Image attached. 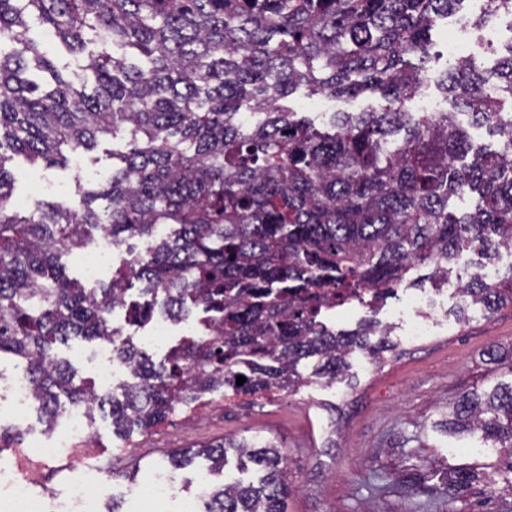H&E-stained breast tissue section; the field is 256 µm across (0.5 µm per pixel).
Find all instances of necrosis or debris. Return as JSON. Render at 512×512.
I'll return each instance as SVG.
<instances>
[{
	"instance_id": "necrosis-or-debris-1",
	"label": "necrosis or debris",
	"mask_w": 512,
	"mask_h": 512,
	"mask_svg": "<svg viewBox=\"0 0 512 512\" xmlns=\"http://www.w3.org/2000/svg\"><path fill=\"white\" fill-rule=\"evenodd\" d=\"M61 431L51 439H31L15 448L13 468L0 467V512H100V502L111 490L105 471L94 466H77L63 493H36L34 472L41 465L59 460L65 449L88 445L92 438L85 408L70 406L63 413Z\"/></svg>"
}]
</instances>
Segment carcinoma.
Masks as SVG:
<instances>
[{
  "label": "carcinoma",
  "mask_w": 512,
  "mask_h": 512,
  "mask_svg": "<svg viewBox=\"0 0 512 512\" xmlns=\"http://www.w3.org/2000/svg\"><path fill=\"white\" fill-rule=\"evenodd\" d=\"M463 2L0 0V355L22 364L39 419L54 421L63 394L90 412L108 401L112 426L148 430L202 393L295 385L304 359L334 379L353 352L379 356L391 344L371 321L336 332L323 313L377 301L422 266L435 283L457 270L462 293L488 313L512 304V270L488 283L464 264L512 246V152L501 147L512 143V42L490 70L447 62L437 87L450 109L406 106L425 85L431 31ZM33 22L72 54L98 45L81 85L29 37ZM302 86L385 104L335 112L318 128L279 105ZM459 112L496 137L494 149L473 147ZM122 127L119 168L82 191L79 208L14 209L13 156L64 166ZM468 192L476 210L449 212ZM93 229L127 249L112 280L89 288L60 259ZM136 282L145 300L135 319L159 310L181 322L199 309L205 336L158 364L114 339L112 310ZM72 338L114 343L134 372L123 399L75 384L55 351ZM446 425L482 433L505 456L512 489V384L455 401ZM231 450L264 475L256 486L211 485L206 512H285L280 449L206 447L221 468Z\"/></svg>",
  "instance_id": "1"
}]
</instances>
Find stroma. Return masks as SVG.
Returning a JSON list of instances; mask_svg holds the SVG:
<instances>
[{
	"mask_svg": "<svg viewBox=\"0 0 512 512\" xmlns=\"http://www.w3.org/2000/svg\"><path fill=\"white\" fill-rule=\"evenodd\" d=\"M379 104L369 94L350 102L305 87L283 101L318 124L329 112ZM127 137L122 130L101 140L80 165L64 169H35L24 158H14L9 167L15 204L25 212L41 202L78 206L80 189L104 182L118 167L114 154L124 150ZM406 301L400 290L381 304L354 302L328 311L324 321L336 330L355 328L364 318L390 324L392 312ZM390 339L394 349L381 363L353 353L343 380L320 378L316 359L309 358L298 366L302 383L255 394L230 388L210 392L192 418L177 408L149 430L116 433L110 409H95L94 446L75 456L92 455L111 474L109 502L117 512H185L201 475L221 480L208 474L205 459L173 469L184 487L177 497L139 498L132 490L154 469H172L175 451L226 438L280 447L291 489L288 512H412L417 502L427 504V512H512V495L491 491L486 481L494 455L481 452L478 437L451 436L442 425L450 402L512 382V366L498 358L512 347V305L489 314L452 293L447 317L429 335L411 339L393 327ZM460 469L480 478L457 496L448 474Z\"/></svg>",
	"mask_w": 512,
	"mask_h": 512,
	"instance_id": "35a3bbf8",
	"label": "stroma"
}]
</instances>
